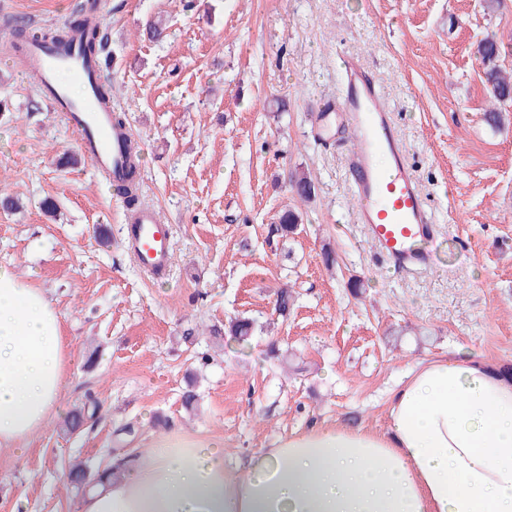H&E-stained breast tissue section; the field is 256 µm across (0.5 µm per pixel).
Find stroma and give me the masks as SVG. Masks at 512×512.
Wrapping results in <instances>:
<instances>
[{"mask_svg": "<svg viewBox=\"0 0 512 512\" xmlns=\"http://www.w3.org/2000/svg\"><path fill=\"white\" fill-rule=\"evenodd\" d=\"M71 2L0 0V185L23 202L0 210V265L60 314L64 414L93 412L0 459V512H77L70 461L145 459L171 433L223 439L235 472L293 433L385 431L408 372L455 349L512 366V123L484 122L476 56L484 35L512 37V0H107L101 77L140 147L141 199L172 226L160 279L124 246L122 198L15 63L11 20L50 24ZM160 18L168 37L149 41ZM343 54L371 72L406 146L436 226L431 268L394 270L356 222L354 143L320 110L343 90ZM295 170L311 201L290 191ZM286 208L301 218L290 239L272 232ZM243 317L242 348L230 324Z\"/></svg>", "mask_w": 512, "mask_h": 512, "instance_id": "1", "label": "stroma"}]
</instances>
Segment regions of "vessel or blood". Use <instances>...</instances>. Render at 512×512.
Here are the masks:
<instances>
[{
    "instance_id": "obj_1",
    "label": "vessel or blood",
    "mask_w": 512,
    "mask_h": 512,
    "mask_svg": "<svg viewBox=\"0 0 512 512\" xmlns=\"http://www.w3.org/2000/svg\"><path fill=\"white\" fill-rule=\"evenodd\" d=\"M26 60L30 73L37 77L38 89L47 93L53 110L63 113L77 132L81 154L98 171L120 176L124 134L112 126L116 103L106 100L95 110L83 109L56 81L57 73L64 71L82 83L88 94H96L99 81L79 45L66 50L33 46ZM341 63L346 83L336 111L350 125L355 140L348 167L359 204L358 221L366 225L371 240L394 266L428 265L431 255L424 243L430 218L406 147L360 60L346 55ZM125 224V243L139 268L155 278L165 275L172 259L170 225L160 222L149 206L128 216Z\"/></svg>"
}]
</instances>
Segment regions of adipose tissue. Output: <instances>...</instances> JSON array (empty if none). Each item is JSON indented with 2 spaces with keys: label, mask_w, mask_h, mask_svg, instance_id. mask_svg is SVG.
Here are the masks:
<instances>
[{
  "label": "adipose tissue",
  "mask_w": 512,
  "mask_h": 512,
  "mask_svg": "<svg viewBox=\"0 0 512 512\" xmlns=\"http://www.w3.org/2000/svg\"><path fill=\"white\" fill-rule=\"evenodd\" d=\"M70 354L45 293L0 265V457H16L61 409ZM78 512H512V380L457 350L419 362L389 426L318 427L224 467L222 440L171 434Z\"/></svg>",
  "instance_id": "adipose-tissue-1"
}]
</instances>
